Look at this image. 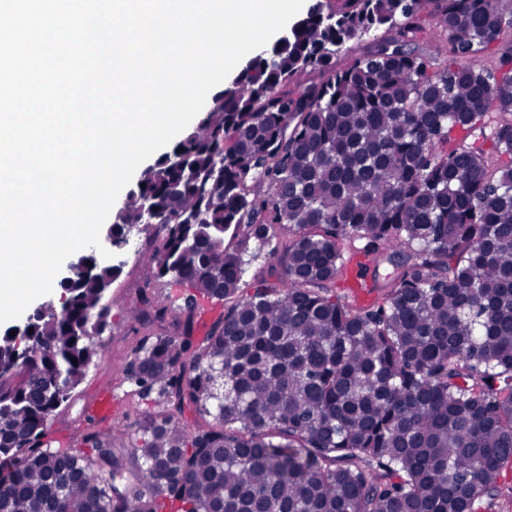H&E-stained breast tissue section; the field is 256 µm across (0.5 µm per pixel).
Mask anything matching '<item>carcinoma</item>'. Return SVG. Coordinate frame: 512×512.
<instances>
[{
  "label": "carcinoma",
  "mask_w": 512,
  "mask_h": 512,
  "mask_svg": "<svg viewBox=\"0 0 512 512\" xmlns=\"http://www.w3.org/2000/svg\"><path fill=\"white\" fill-rule=\"evenodd\" d=\"M427 16L441 44L422 53ZM381 28L394 35L336 69ZM511 29L512 0H320L251 58L118 217L143 225L147 282L192 289L184 319L125 362L153 408L136 432L89 416L86 448L50 437L108 326L111 264L59 288L31 336L0 334V512L512 502ZM303 72L318 77L289 89ZM476 131L483 144L456 143ZM266 248L269 275L242 293L244 255ZM352 277L373 302L336 294ZM199 295L224 312L206 320ZM164 318L146 298L130 309Z\"/></svg>",
  "instance_id": "1"
}]
</instances>
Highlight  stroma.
<instances>
[{
    "instance_id": "obj_1",
    "label": "stroma",
    "mask_w": 512,
    "mask_h": 512,
    "mask_svg": "<svg viewBox=\"0 0 512 512\" xmlns=\"http://www.w3.org/2000/svg\"><path fill=\"white\" fill-rule=\"evenodd\" d=\"M135 242L142 248L137 256H130L128 250L116 252L114 261L123 265L119 279L113 284L111 292V326L97 339L98 358L84 381L76 389L70 403L62 407L49 423L53 445L65 448L73 445L81 428L84 412L98 411L104 399H112L118 407L116 420L130 425L144 419L148 405H140L131 410L127 394L130 384L119 381L118 368L124 364L140 337L134 323L128 317L130 306L138 304L142 297H149L155 305L177 313L183 304L189 288L184 283L166 278L152 283L146 282L145 272L151 262V250L143 246L142 235H135Z\"/></svg>"
}]
</instances>
